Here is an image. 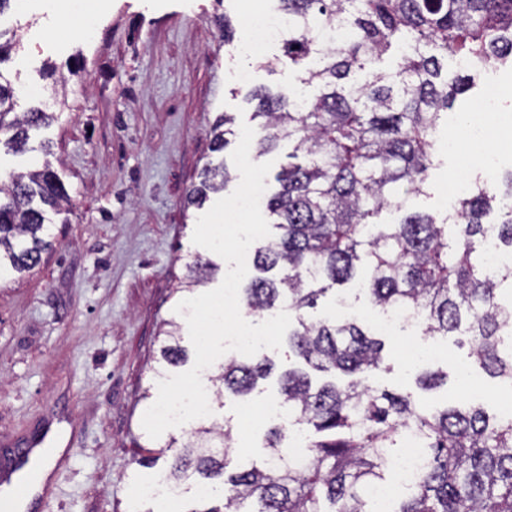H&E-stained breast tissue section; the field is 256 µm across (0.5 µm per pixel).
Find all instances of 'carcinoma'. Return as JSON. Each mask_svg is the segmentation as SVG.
Wrapping results in <instances>:
<instances>
[{"mask_svg":"<svg viewBox=\"0 0 512 512\" xmlns=\"http://www.w3.org/2000/svg\"><path fill=\"white\" fill-rule=\"evenodd\" d=\"M273 2L293 25L283 41L288 61L304 66L302 83L319 92L306 98L258 87L245 94L259 120L257 153L284 140L293 151L264 198L274 232L254 248L241 300L249 314L287 312L288 357L319 373L338 370L349 381L317 383L293 367L279 375L281 405L308 430L304 454L294 455L284 428L275 427L264 464L229 473L224 457L232 428L214 420L181 445L162 479L176 489L219 482L211 489L221 493L222 505L189 512H244L249 502L257 505L253 512H375L371 488L392 479L391 463L414 433L420 465L393 512H512V417L472 404L429 413L409 395L372 387L368 379L381 369L384 341L367 318L304 316L334 286L354 279L361 264L372 307L418 313L425 336H463L472 363L512 388V352L501 349V337L512 332V305L499 301L512 268L488 274L475 245L493 226L500 243L512 248V172L500 198L492 178L458 198L452 242L446 221L429 213L395 224L381 220L423 193L441 114L482 72L512 64V0ZM395 45L394 66L380 69ZM450 60L467 62L451 79L442 74ZM16 107L12 81L0 70V148L12 153L26 151L31 133L54 120L39 107L22 113ZM233 123L228 114L217 120L213 151L228 147ZM229 181L226 165L207 164L187 205L202 207ZM495 199L498 219L491 222ZM66 201L47 161L6 180L0 172V271L22 276L40 264L53 247L46 226ZM186 268L189 287L215 272L208 260ZM168 326L161 359L180 367L189 360L181 325ZM273 369L267 356L231 357L210 373V382L217 396L244 399ZM447 380L438 371L418 384L432 390Z\"/></svg>","mask_w":512,"mask_h":512,"instance_id":"cac0c4a2","label":"carcinoma"}]
</instances>
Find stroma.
Instances as JSON below:
<instances>
[{"label":"stroma","instance_id":"obj_1","mask_svg":"<svg viewBox=\"0 0 512 512\" xmlns=\"http://www.w3.org/2000/svg\"><path fill=\"white\" fill-rule=\"evenodd\" d=\"M255 2L272 4L16 0L0 14V30L23 45L4 65L19 91L18 109L36 104L54 113L41 135L52 143L49 161L70 197L49 226L53 249L23 278L0 282V455L26 440L68 448L39 512H155L145 489L170 461L158 450L196 427L191 421L153 439L141 424L149 407L141 395L159 382V326L183 299L177 279L195 257L216 258L192 242L201 211L186 206V194L218 158L211 135L217 118L226 112L251 122L244 86L304 89L302 67L283 60L281 44H271L261 60L245 50V17ZM225 14L235 27L229 43L216 22ZM273 57L279 63L271 70L266 61ZM48 61L80 74L53 87L40 74ZM243 71L250 83L239 81ZM491 83L501 95L487 110ZM462 106L488 137L478 145L466 132L449 139L454 121L445 117L425 192L411 197V211L453 217L459 154L492 155L491 167L473 166L475 177L512 170V67L476 79ZM385 342L386 368L371 375L373 386L411 395L426 410L491 405L498 382L482 373L469 387L453 378L431 391L416 383L420 371L468 363L469 348L458 336ZM416 347L423 355L410 359ZM277 397L269 379L248 400L212 403L213 416L233 428L229 470L265 458V436L282 419L259 408ZM143 457L154 465H140Z\"/></svg>","mask_w":512,"mask_h":512}]
</instances>
